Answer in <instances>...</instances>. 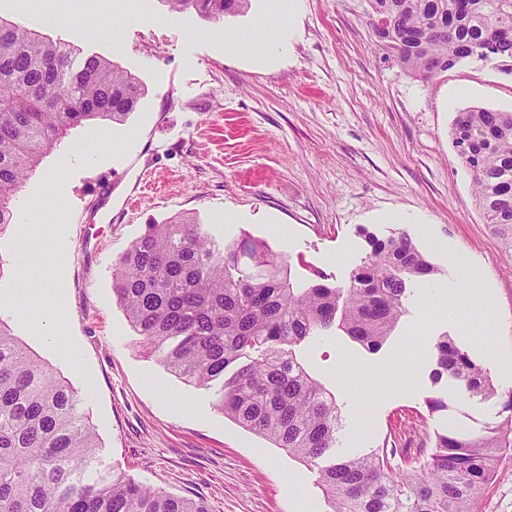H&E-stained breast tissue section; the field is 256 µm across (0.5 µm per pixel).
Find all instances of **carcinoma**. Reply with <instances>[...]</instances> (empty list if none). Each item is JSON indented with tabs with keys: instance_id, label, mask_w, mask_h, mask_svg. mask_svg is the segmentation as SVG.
<instances>
[{
	"instance_id": "obj_1",
	"label": "carcinoma",
	"mask_w": 512,
	"mask_h": 512,
	"mask_svg": "<svg viewBox=\"0 0 512 512\" xmlns=\"http://www.w3.org/2000/svg\"><path fill=\"white\" fill-rule=\"evenodd\" d=\"M224 21L226 5L248 0H164ZM381 37L410 75L430 80L472 57L494 56L512 72V0H372ZM136 75L98 56L74 65L66 46L0 21V226L42 155L73 126L98 118L121 123L136 109ZM453 146L472 173L475 198L503 247L512 251V112L472 108L457 114ZM369 245L347 284L316 271L291 280L285 256L266 242L222 247L183 216L151 224L116 262L113 292L142 344L187 383L221 384L218 409L293 458L313 463L339 442L336 395L299 359L295 347L339 332L369 351L393 335L407 284L437 272L404 234ZM253 272L240 269V257ZM432 379L447 376L501 406L502 419L477 433L435 434L430 451L395 473L389 441L366 456L339 455L317 470L324 512H479L500 451L512 448V389H498L481 364L448 336L436 345ZM99 448L77 394L34 358L0 322V512H209L204 503L142 484L122 473L90 483Z\"/></svg>"
}]
</instances>
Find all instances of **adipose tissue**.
<instances>
[{
    "label": "adipose tissue",
    "mask_w": 512,
    "mask_h": 512,
    "mask_svg": "<svg viewBox=\"0 0 512 512\" xmlns=\"http://www.w3.org/2000/svg\"><path fill=\"white\" fill-rule=\"evenodd\" d=\"M248 9L256 13L257 24H272V36L260 41L253 28L228 26L224 29V52L246 58L259 68L271 67L299 36L303 0H249Z\"/></svg>",
    "instance_id": "ef3b65f1"
}]
</instances>
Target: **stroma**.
<instances>
[{"label":"stroma","mask_w":512,"mask_h":512,"mask_svg":"<svg viewBox=\"0 0 512 512\" xmlns=\"http://www.w3.org/2000/svg\"><path fill=\"white\" fill-rule=\"evenodd\" d=\"M79 23H51L26 0H0V20L66 42L77 56L109 59L140 80L142 95L121 124L97 119L68 130L12 201L14 223L0 228V292L22 294L27 280L62 286L67 306L50 300L0 320L76 391L100 441L88 477L121 472L147 485L203 500L209 512H323L316 466L296 460L217 410V388L168 372L141 344L112 291L115 263L148 225L185 215L216 244L246 237L286 253L293 277L322 271L345 284L368 245L364 231L407 234L438 269L407 291L398 326L379 351L328 336L297 352L326 387L365 374L357 406L340 401L337 452L366 455L383 441L407 453L430 448L435 432L477 430L500 406L464 398L452 379L432 383L442 336L512 389V252L479 210L473 177L452 145L458 111L512 110V75L467 59L434 79L404 72L373 31L370 0H305L302 34L289 56L261 69L224 54V27L166 0H64ZM98 14L97 27L85 25ZM124 32L112 43V27ZM462 89L451 105L446 93ZM105 153L102 161L92 152ZM121 179L111 196L96 185ZM52 237L32 240L37 266L16 264V225L32 195ZM137 211L124 208L126 197ZM398 210L422 224H389ZM467 254L493 290L486 310L462 303L470 324L426 313L428 286L457 287L449 250ZM461 320V321H462ZM391 366L394 383L367 370ZM459 407L429 413L434 396ZM481 512H512V448L502 454Z\"/></svg>","instance_id":"obj_1"}]
</instances>
